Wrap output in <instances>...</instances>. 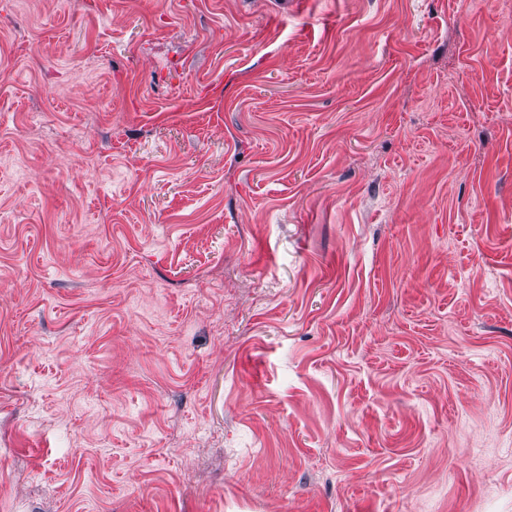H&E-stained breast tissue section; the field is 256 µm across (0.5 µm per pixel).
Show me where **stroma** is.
Masks as SVG:
<instances>
[{
	"label": "stroma",
	"mask_w": 512,
	"mask_h": 512,
	"mask_svg": "<svg viewBox=\"0 0 512 512\" xmlns=\"http://www.w3.org/2000/svg\"><path fill=\"white\" fill-rule=\"evenodd\" d=\"M0 512H512V0H0Z\"/></svg>",
	"instance_id": "1"
}]
</instances>
